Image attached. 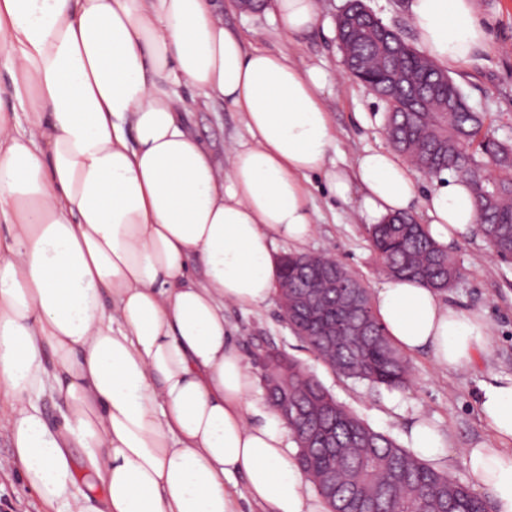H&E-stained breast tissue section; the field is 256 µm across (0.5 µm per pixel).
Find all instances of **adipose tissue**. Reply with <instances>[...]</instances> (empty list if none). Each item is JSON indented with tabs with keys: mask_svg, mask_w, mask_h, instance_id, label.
Here are the masks:
<instances>
[{
	"mask_svg": "<svg viewBox=\"0 0 512 512\" xmlns=\"http://www.w3.org/2000/svg\"><path fill=\"white\" fill-rule=\"evenodd\" d=\"M274 10L295 36L321 4ZM406 12L439 68L488 48L474 0ZM0 51V433L24 485L48 512H325L286 423L252 398L224 308L275 295L277 245L314 232L310 175L369 225L409 212L416 173L384 149L351 173L330 163L327 71L245 48L217 0H0ZM214 100L248 133L225 169L183 118ZM422 201L437 242L475 230L465 177H434ZM372 306L396 345L443 369L491 342L482 313L413 279L384 282ZM480 389L501 445L464 463L512 512V379ZM46 398L64 403L57 421Z\"/></svg>",
	"mask_w": 512,
	"mask_h": 512,
	"instance_id": "ef3b65f1",
	"label": "adipose tissue"
}]
</instances>
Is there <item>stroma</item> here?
I'll return each mask as SVG.
<instances>
[{
  "label": "stroma",
  "instance_id": "35a3bbf8",
  "mask_svg": "<svg viewBox=\"0 0 512 512\" xmlns=\"http://www.w3.org/2000/svg\"><path fill=\"white\" fill-rule=\"evenodd\" d=\"M222 2L224 25L234 33L269 52L302 59L329 72L322 100L335 130L330 157L338 167L353 170L365 150L389 148L386 104L348 75L342 64L336 17L346 0H321L320 24L293 38L282 34L272 11L252 13L239 9L235 0ZM476 4L491 48L479 53L473 63L451 69L450 75L466 94L470 107L486 115V131L512 142V0H476ZM187 123L213 160L223 166L228 163L226 143L247 134L239 113L220 102L196 107ZM306 188L317 226L313 237L302 245V252L330 253L368 288H377L385 277L354 203L333 198L316 177ZM448 250L463 266L465 275L455 288L443 293V300L484 312L492 333L489 350L463 369H441L434 365L430 352L422 350L409 356L413 369L409 388L374 387L344 378L317 361L290 331L275 300L252 310L225 309L233 342L253 367L269 351L301 362L338 402L401 447L411 448V429L420 419H427L442 438L431 466L467 481L463 449L492 439L479 408L480 385L496 377L512 378V265L499 262L477 234L449 245ZM9 456L8 439L1 434L0 512H44L40 501L7 467Z\"/></svg>",
  "mask_w": 512,
  "mask_h": 512
}]
</instances>
